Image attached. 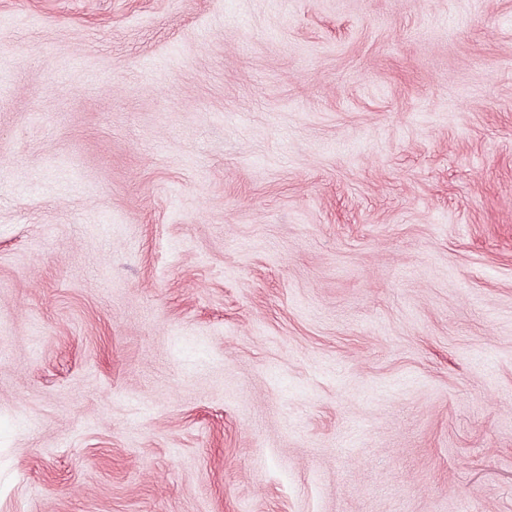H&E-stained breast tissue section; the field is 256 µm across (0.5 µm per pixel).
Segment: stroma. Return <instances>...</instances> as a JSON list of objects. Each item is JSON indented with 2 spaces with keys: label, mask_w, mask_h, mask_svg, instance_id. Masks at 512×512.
Here are the masks:
<instances>
[{
  "label": "stroma",
  "mask_w": 512,
  "mask_h": 512,
  "mask_svg": "<svg viewBox=\"0 0 512 512\" xmlns=\"http://www.w3.org/2000/svg\"><path fill=\"white\" fill-rule=\"evenodd\" d=\"M0 512H512V0H0Z\"/></svg>",
  "instance_id": "obj_1"
}]
</instances>
